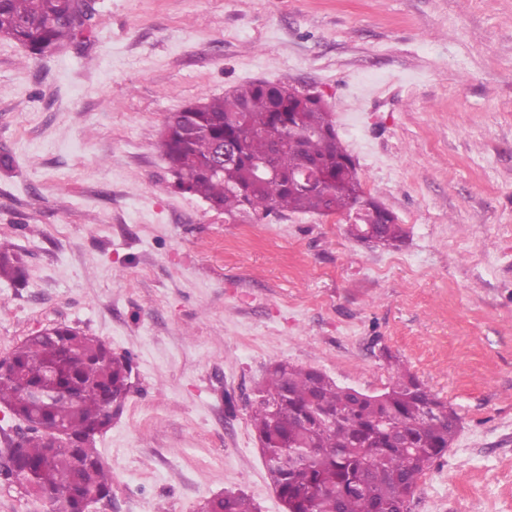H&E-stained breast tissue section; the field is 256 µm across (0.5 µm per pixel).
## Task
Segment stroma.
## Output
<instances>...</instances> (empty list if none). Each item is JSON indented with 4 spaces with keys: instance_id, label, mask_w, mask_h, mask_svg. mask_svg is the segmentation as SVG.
I'll return each mask as SVG.
<instances>
[{
    "instance_id": "obj_1",
    "label": "stroma",
    "mask_w": 512,
    "mask_h": 512,
    "mask_svg": "<svg viewBox=\"0 0 512 512\" xmlns=\"http://www.w3.org/2000/svg\"><path fill=\"white\" fill-rule=\"evenodd\" d=\"M47 57L0 40V357L64 323L132 358L93 512H283L250 426L277 362L379 394L397 357L460 418L410 512H512V0H97ZM255 79L321 94L408 232L234 219L177 192L171 112ZM3 279L19 285L25 284L28 279L27 268L7 247L0 248V281ZM201 512H257L255 504L246 495L232 493L226 499H208Z\"/></svg>"
}]
</instances>
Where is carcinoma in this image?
Returning <instances> with one entry per match:
<instances>
[{
  "label": "carcinoma",
  "mask_w": 512,
  "mask_h": 512,
  "mask_svg": "<svg viewBox=\"0 0 512 512\" xmlns=\"http://www.w3.org/2000/svg\"><path fill=\"white\" fill-rule=\"evenodd\" d=\"M72 0H0V38L32 55L51 54L81 37ZM280 123L288 148L275 154L280 180L262 183L254 160L269 153ZM300 129L309 136L293 142ZM234 140L243 156L212 171L213 144ZM174 187L215 210L251 217L317 213L362 217L348 224L358 241L397 248L403 225L362 187L322 97L288 92V83L255 80L170 113L159 142ZM321 164L327 193L288 184L306 162ZM23 285L28 271L0 248V281ZM0 370V405L32 424L18 446L0 448V482L51 504L83 512L84 497L110 495L112 477L95 441L129 392L131 361L66 324L27 337ZM389 390L369 395L341 387L323 372L274 364L258 388L251 422L269 479L286 512H409L419 480L443 457L458 431L455 412L405 367ZM202 512H257L246 495L210 498Z\"/></svg>",
  "instance_id": "cac0c4a2"
}]
</instances>
